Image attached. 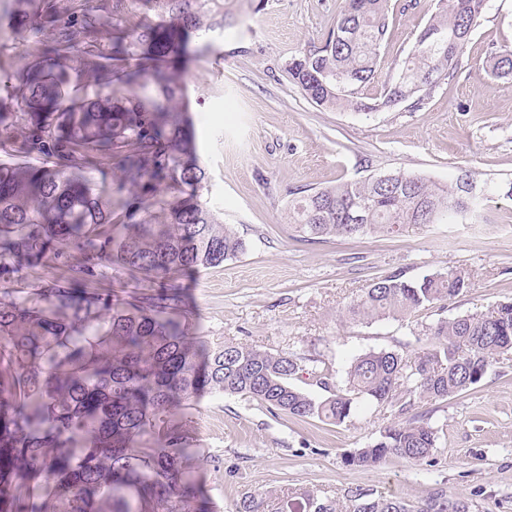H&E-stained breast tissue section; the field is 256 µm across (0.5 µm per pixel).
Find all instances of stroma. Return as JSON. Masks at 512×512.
Wrapping results in <instances>:
<instances>
[{
  "mask_svg": "<svg viewBox=\"0 0 512 512\" xmlns=\"http://www.w3.org/2000/svg\"><path fill=\"white\" fill-rule=\"evenodd\" d=\"M342 0H223L212 53L183 73L206 171L202 199L247 244L244 254L186 279L184 294L209 341H232L305 364L343 383L352 360L426 348V326L512 299V77L492 75L489 46L512 47V0H488L452 80L420 108L364 113L306 99L288 65L320 42ZM391 0L389 29L364 100L382 95L427 26L436 0ZM496 182L501 197L456 224H408L394 236L306 241L288 222L294 198L342 181L405 171L447 183L459 170ZM460 269L465 293L402 321H355L347 305L376 278L416 279ZM415 410L438 431L432 459H345L391 425V409L364 401L341 425L271 412L241 396L204 393L193 412L196 476L213 512L286 488L346 503L357 492L418 506L437 488L475 512H512V354L475 387Z\"/></svg>",
  "mask_w": 512,
  "mask_h": 512,
  "instance_id": "obj_1",
  "label": "stroma"
}]
</instances>
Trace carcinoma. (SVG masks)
Returning a JSON list of instances; mask_svg holds the SVG:
<instances>
[{"mask_svg":"<svg viewBox=\"0 0 512 512\" xmlns=\"http://www.w3.org/2000/svg\"><path fill=\"white\" fill-rule=\"evenodd\" d=\"M0 8V278L68 259L65 275L28 288H0V512H205L193 478L191 410L201 391L240 395L270 411L328 424L348 420L361 401L395 409L399 421L349 456L373 466L395 456L426 462L437 431L416 401L446 400L481 382L512 352V299L488 312L428 328L414 355L380 350L354 359L343 386L310 376L313 397L294 381L297 359L253 347L208 345L182 298L183 277L218 266L247 245L201 200L205 170L195 153L181 74L198 32L224 30L222 0H6ZM487 0H438L411 56L383 100L360 102L389 27L390 0H343L319 45L288 66L293 83L318 106L373 111L394 98L424 96L454 77ZM158 22L130 25L107 41V25L136 4ZM26 63L14 68L13 46ZM91 67L93 96L66 95L65 64ZM487 63L512 75V49ZM110 170L112 187L93 172ZM464 170L448 185L404 171L340 182L302 196L289 221L306 241L391 235L405 224H452L492 199ZM145 290L101 293L107 269ZM471 288L448 269L417 280L378 278L349 303L353 320H403ZM310 512H473V504L434 492L422 506L359 492L345 506L295 489L279 497Z\"/></svg>","mask_w":512,"mask_h":512,"instance_id":"cac0c4a2","label":"carcinoma"}]
</instances>
